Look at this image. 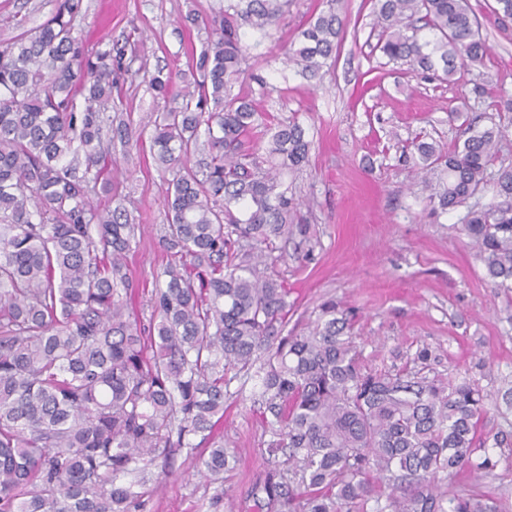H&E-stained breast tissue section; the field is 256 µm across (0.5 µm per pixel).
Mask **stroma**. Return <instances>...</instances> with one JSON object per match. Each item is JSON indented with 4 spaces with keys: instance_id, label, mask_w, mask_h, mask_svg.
<instances>
[{
    "instance_id": "35a3bbf8",
    "label": "stroma",
    "mask_w": 512,
    "mask_h": 512,
    "mask_svg": "<svg viewBox=\"0 0 512 512\" xmlns=\"http://www.w3.org/2000/svg\"><path fill=\"white\" fill-rule=\"evenodd\" d=\"M482 23L489 52L478 72L459 69L453 81L390 61L376 48L381 36L371 0H342L345 30L336 63L312 87L285 66L283 51L301 38L303 24L322 0H295L290 17L257 48H247L250 80L236 91H257L264 78L272 91L259 98L262 110L297 115L313 145L308 164L287 180L288 193L302 202L316 231L311 260L288 254L275 272L288 287L289 325L313 326L317 307L335 299L356 320L354 334L368 366L404 364L421 347L438 358L448 375L470 370L482 358L489 374L479 377L492 407L487 428L501 422L496 406L512 388V292L489 282L470 240L461 230L466 207L433 210L423 184L412 182L414 138L452 144L475 114L499 120V97H512V22L500 23L496 0H470ZM221 0H84L75 33L91 49L135 42L138 73L120 74L113 97L134 125L147 124L163 101L154 99L144 72L165 67L189 72L196 30H178L191 12L217 9ZM57 0H0V41L16 36L4 16H26L28 27L48 20ZM118 192L138 217V245L127 267L142 291L134 312L149 320L148 292L169 257L160 242L167 221L163 203L167 174L154 164L148 146L117 151ZM224 419L214 429L236 456L219 483L200 476L205 448L174 449L138 512H208L223 496L220 512H259L254 488L266 473L282 470V457L267 452V426L254 405V380L238 377ZM462 495L484 494L512 512V463L500 460L491 473L460 471L449 485Z\"/></svg>"
}]
</instances>
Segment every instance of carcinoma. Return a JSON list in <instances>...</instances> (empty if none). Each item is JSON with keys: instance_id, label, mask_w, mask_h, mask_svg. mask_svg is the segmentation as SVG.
<instances>
[{"instance_id": "obj_1", "label": "carcinoma", "mask_w": 512, "mask_h": 512, "mask_svg": "<svg viewBox=\"0 0 512 512\" xmlns=\"http://www.w3.org/2000/svg\"><path fill=\"white\" fill-rule=\"evenodd\" d=\"M307 21L285 53L306 80L335 59L341 0ZM293 0H224L184 23L200 34L195 70L159 69L165 102L151 130L113 111L124 53L85 49L74 34L83 0H60L44 24L0 44V512H132L149 465L175 448H209L220 479L233 456L213 428L228 374L256 377L269 453L288 477L261 486L272 512H506L483 495L448 490L461 470L490 472L508 428L484 431L488 394L466 374L445 378L427 346L402 366H367L354 322L334 299L314 326L283 335L288 288L276 253L310 241L284 177L308 162L297 116L273 119L232 93L246 31L264 39ZM378 49L451 78L489 47L469 0H375ZM469 120L450 147L416 144L430 202L447 211L494 183L500 201L471 209L464 231L495 288L512 289V167L492 170L508 125ZM170 173V260L155 277L152 314L130 312L127 272L140 225L112 197V145L142 136Z\"/></svg>"}]
</instances>
